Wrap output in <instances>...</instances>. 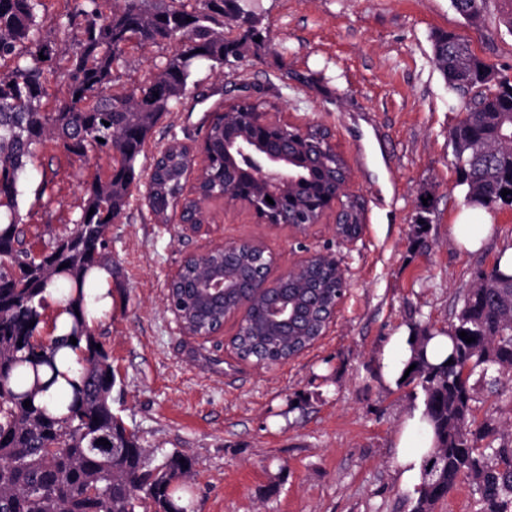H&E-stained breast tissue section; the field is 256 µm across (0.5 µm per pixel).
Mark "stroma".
<instances>
[{
    "mask_svg": "<svg viewBox=\"0 0 512 512\" xmlns=\"http://www.w3.org/2000/svg\"><path fill=\"white\" fill-rule=\"evenodd\" d=\"M42 2L39 36L67 67L70 6ZM508 6L486 0L471 26L450 0H246L274 51L238 61L234 84L194 62L189 96L153 129L138 167L172 140L202 142L233 98H257L290 122L330 131L362 212L360 236L342 242L333 217L298 238L217 200L206 205L211 225L191 233L154 221L136 189L110 224L112 310L93 330L116 376L112 411L155 461L175 452L193 459L194 512H410L415 493L397 445L423 395L389 378L390 345L417 325L447 332L475 272L512 248L507 209L489 213L491 235L479 251L453 234L466 210L448 145L460 100L432 62L433 38L466 35L476 55L512 77V34L500 23ZM175 47L129 45L114 65L113 91L148 80ZM109 168L102 153L81 160L59 143L36 146L20 185L27 243L40 250L52 232L72 229L87 181ZM425 194L433 203L423 214ZM224 240L264 244L275 276L307 252L330 249L349 287L325 336L266 368L232 349L236 320L213 339L183 335L166 309L168 277L186 256Z\"/></svg>",
    "mask_w": 512,
    "mask_h": 512,
    "instance_id": "stroma-1",
    "label": "stroma"
}]
</instances>
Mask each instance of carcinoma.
<instances>
[{
  "label": "carcinoma",
  "instance_id": "carcinoma-1",
  "mask_svg": "<svg viewBox=\"0 0 512 512\" xmlns=\"http://www.w3.org/2000/svg\"><path fill=\"white\" fill-rule=\"evenodd\" d=\"M485 2L451 0L468 22L482 15ZM40 5L42 0H0V61H14L12 68L0 70V225H5L0 257L10 263L9 270L0 269V512H137L144 497L163 512H179L172 498L191 479L192 460L174 452L153 464L151 452L112 412V365L105 350L96 348L99 340L84 319L74 316L67 336L38 345L28 338L38 332L47 289H75L81 298L86 273L106 263L108 226L129 205L135 165L148 136L186 98L193 61L204 59L222 68L251 48L257 53L275 47L240 0H112L107 13L100 9V0H81L67 21L70 27L78 17L83 23L73 33L78 51L66 68L63 99L57 111L42 112L39 105L56 69L52 43L37 37ZM166 40L177 41L178 48L156 67L150 81L120 94L112 91L113 65L128 44L144 47ZM433 63L461 99V118L448 132L453 157L465 161L457 186L466 197L482 196L483 209L494 208L501 192L512 190V91L488 83L493 67L461 34L446 32L435 38ZM327 136L319 128L307 132L309 150L324 148L325 167L302 169L307 181L291 209L296 223L314 218L311 198L322 179L344 181L347 163L326 145ZM46 141L61 143L79 158L105 152L112 165L107 178L97 175L87 184L76 228L55 237L44 258L37 260L19 227V182L34 156L33 147ZM205 152L208 165L200 192L208 197L224 192L223 119L211 122ZM190 165L184 151L169 146L161 162L150 167L149 210L154 217L178 206L198 208L183 190ZM254 261L251 248L244 247L224 269V277H247ZM279 289L296 306L303 308L314 297L318 307L284 336L261 302H254L246 325L232 338L240 358L278 361L299 353L318 337L341 295L330 264L320 258L310 262L297 285L282 283ZM166 302L185 321H198V299L182 289H170ZM462 331L475 341L461 339ZM72 337L86 339L87 346L78 358L79 381L71 382L68 413L57 416L37 400L44 386L37 375L27 383L25 368L35 373L40 366L56 370L55 357ZM433 338L427 329L419 330L412 344L415 368L403 380L420 387L423 418L434 434L421 461V482L410 512H432L463 480L478 495L479 512H512V430L477 419L471 383L483 381L496 399L512 400L506 390L512 380V274L498 264L476 273L457 323L448 332L450 353L438 363L427 354ZM491 367L498 376L488 377ZM101 438L109 444H98Z\"/></svg>",
  "mask_w": 512,
  "mask_h": 512
}]
</instances>
